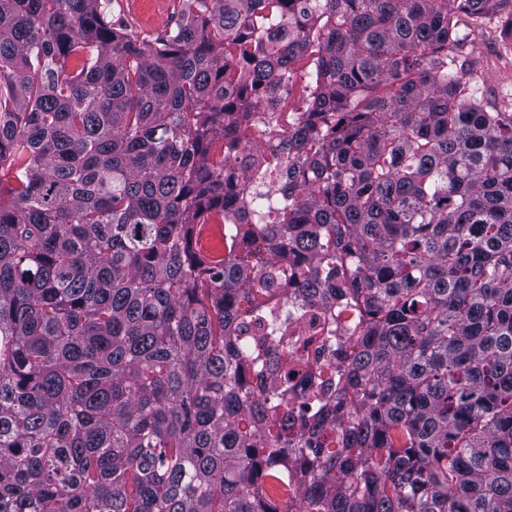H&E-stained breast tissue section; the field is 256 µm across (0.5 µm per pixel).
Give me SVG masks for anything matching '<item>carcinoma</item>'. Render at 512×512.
I'll use <instances>...</instances> for the list:
<instances>
[{
    "instance_id": "obj_1",
    "label": "carcinoma",
    "mask_w": 512,
    "mask_h": 512,
    "mask_svg": "<svg viewBox=\"0 0 512 512\" xmlns=\"http://www.w3.org/2000/svg\"><path fill=\"white\" fill-rule=\"evenodd\" d=\"M292 2L0 0V512H512L505 0ZM112 17L114 19L124 20L126 21L131 28L134 30V32L142 37V36H154L158 33H161L163 31H166V29H169V27L174 23L176 16L180 10V2L179 0H140L145 1L144 11L145 16L151 15L157 1H166L165 3H161V7L164 8V10L167 12V19L164 21V23L161 25V27L156 30L153 27H148L145 24L144 18H141L135 14H133L129 8L127 7V4L125 3L128 0H112ZM465 22L470 27L471 20L466 18ZM465 31H470L464 24H461ZM472 39L475 42V50L470 55L473 70L476 74L479 84L485 83V89L489 94L498 93L501 86L512 84V52L505 49L496 55L487 53L483 45L482 35L475 31H470ZM198 239V248L209 262H217L223 257V248L217 247L219 226L215 224H201Z\"/></svg>"
}]
</instances>
